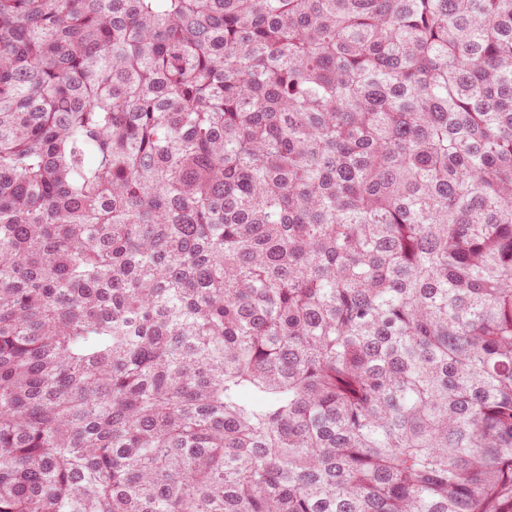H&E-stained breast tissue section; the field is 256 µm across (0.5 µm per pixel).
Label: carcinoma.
<instances>
[{
  "label": "carcinoma",
  "instance_id": "cac0c4a2",
  "mask_svg": "<svg viewBox=\"0 0 512 512\" xmlns=\"http://www.w3.org/2000/svg\"><path fill=\"white\" fill-rule=\"evenodd\" d=\"M0 512H512V0H0Z\"/></svg>",
  "mask_w": 512,
  "mask_h": 512
}]
</instances>
